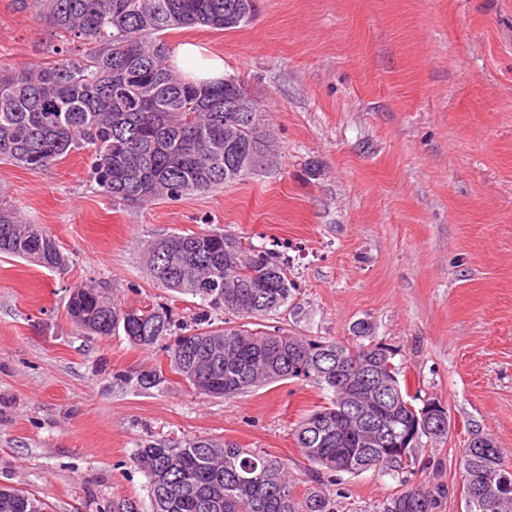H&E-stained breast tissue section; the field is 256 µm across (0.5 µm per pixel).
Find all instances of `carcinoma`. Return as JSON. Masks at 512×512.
<instances>
[{"mask_svg": "<svg viewBox=\"0 0 512 512\" xmlns=\"http://www.w3.org/2000/svg\"><path fill=\"white\" fill-rule=\"evenodd\" d=\"M57 36L56 58L37 65L0 68V161L38 172L79 149L91 151V175L107 197L147 204L176 200L239 182L247 171L226 161V128L234 143L259 156L270 150L253 112H232L239 85L187 78L172 63L160 34L205 26L239 27L225 18L242 0H16ZM0 255L62 270L67 256L40 226L0 202ZM146 264L160 288L199 299L203 313L184 334L163 305L119 306L97 288L82 286L68 315L83 332H121L135 346L152 347L174 336L170 367L187 375L185 347L206 350L210 365L189 381L198 392L229 397L266 383L301 379L318 386L327 402L294 428L302 454L313 464L315 485L293 492L288 466L267 453L211 438L149 441L134 454L149 478L150 512H341L338 498L321 488L325 476L376 470L399 490L381 512H439L450 490L416 482L424 441L401 450L372 445L347 424L341 393L383 379L400 384L393 352L374 341L370 325L355 326L356 341L327 340L266 331L257 321L288 306L296 288L288 261L275 243L244 245L222 228L174 233L147 249ZM243 322L223 327L208 312ZM343 363L336 364V351ZM403 404L383 399L368 416L375 429L400 432L420 408L401 390ZM409 460L402 461V455ZM466 488L477 494L493 472L508 469L497 447L463 451ZM0 512H46L35 495L0 487ZM473 512H512V496L473 504Z\"/></svg>", "mask_w": 512, "mask_h": 512, "instance_id": "carcinoma-1", "label": "carcinoma"}]
</instances>
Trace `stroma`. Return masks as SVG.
Wrapping results in <instances>:
<instances>
[{
  "instance_id": "obj_1",
  "label": "stroma",
  "mask_w": 512,
  "mask_h": 512,
  "mask_svg": "<svg viewBox=\"0 0 512 512\" xmlns=\"http://www.w3.org/2000/svg\"><path fill=\"white\" fill-rule=\"evenodd\" d=\"M196 43L255 100L277 143L243 181L145 205L103 195L90 153L34 173L0 162V198L68 255L52 271L0 256V485L47 512H148L145 440L213 438L276 455L295 495L312 465L294 424L324 402L302 380L215 398L174 374L164 344L90 336L67 314L75 286L115 303L161 304L193 323V298L157 287L149 242L220 227L278 242L296 293L268 326L326 339L371 325L409 395L439 401L453 428L420 453L467 512L463 450L490 437L512 466V0H257L245 25L166 31ZM51 30L0 0V65L50 60ZM342 475V512H378L396 490Z\"/></svg>"
}]
</instances>
